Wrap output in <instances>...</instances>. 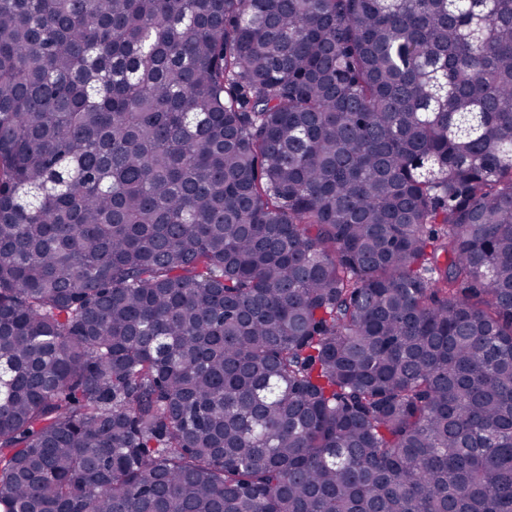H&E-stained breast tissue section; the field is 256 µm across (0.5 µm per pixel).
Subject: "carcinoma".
<instances>
[{
    "label": "carcinoma",
    "instance_id": "carcinoma-1",
    "mask_svg": "<svg viewBox=\"0 0 512 512\" xmlns=\"http://www.w3.org/2000/svg\"><path fill=\"white\" fill-rule=\"evenodd\" d=\"M0 512H512V0H0Z\"/></svg>",
    "mask_w": 512,
    "mask_h": 512
}]
</instances>
